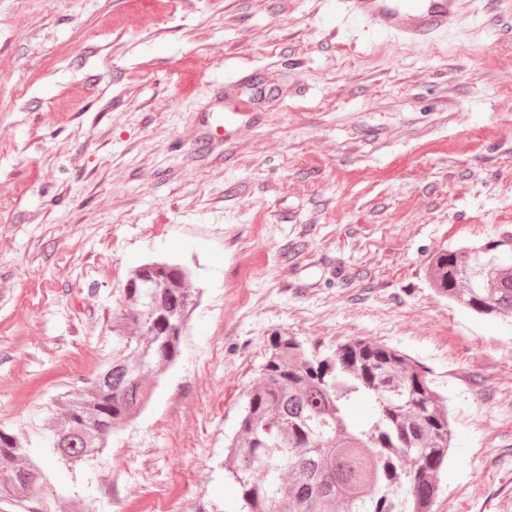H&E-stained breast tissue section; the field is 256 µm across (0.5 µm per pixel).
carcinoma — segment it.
<instances>
[{
  "label": "carcinoma",
  "instance_id": "1",
  "mask_svg": "<svg viewBox=\"0 0 512 512\" xmlns=\"http://www.w3.org/2000/svg\"><path fill=\"white\" fill-rule=\"evenodd\" d=\"M497 242L444 250L431 261V285L479 315L512 319V261L489 262ZM194 290L190 273L169 262L131 270L113 333L112 362L50 429L65 460L100 453L112 432L147 403L145 378L178 359ZM374 416L357 422L352 402ZM453 430L448 407L400 351L351 340L323 354L278 336L248 394L227 445L226 471L240 512H431ZM28 442L0 427V499L38 487Z\"/></svg>",
  "mask_w": 512,
  "mask_h": 512
}]
</instances>
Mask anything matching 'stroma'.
<instances>
[{
	"instance_id": "obj_1",
	"label": "stroma",
	"mask_w": 512,
	"mask_h": 512,
	"mask_svg": "<svg viewBox=\"0 0 512 512\" xmlns=\"http://www.w3.org/2000/svg\"><path fill=\"white\" fill-rule=\"evenodd\" d=\"M337 8L0 0V424L42 469L0 512H238L224 442L275 336L403 352L454 432L431 512H512V326L429 269L512 232V0H459L421 46ZM252 71L274 91L258 119L192 155ZM154 259L196 289L181 354L100 454L61 459L51 419L111 360L128 274Z\"/></svg>"
}]
</instances>
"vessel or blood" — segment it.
Here are the masks:
<instances>
[{"mask_svg": "<svg viewBox=\"0 0 512 512\" xmlns=\"http://www.w3.org/2000/svg\"><path fill=\"white\" fill-rule=\"evenodd\" d=\"M458 0H343L352 21L365 22L381 37L394 36L406 42L425 43L444 31L449 19L457 13ZM244 114V104L231 98L223 111L210 112L206 123L210 135L196 139L193 149L198 153L211 150L214 136L232 138L238 117Z\"/></svg>", "mask_w": 512, "mask_h": 512, "instance_id": "1", "label": "vessel or blood"}]
</instances>
